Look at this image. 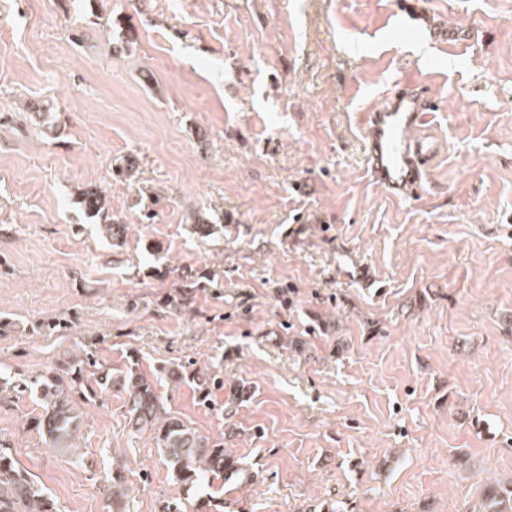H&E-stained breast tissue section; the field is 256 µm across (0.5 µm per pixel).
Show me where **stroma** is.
I'll return each mask as SVG.
<instances>
[{"label": "stroma", "mask_w": 512, "mask_h": 512, "mask_svg": "<svg viewBox=\"0 0 512 512\" xmlns=\"http://www.w3.org/2000/svg\"><path fill=\"white\" fill-rule=\"evenodd\" d=\"M407 77L437 103L414 200L361 156ZM80 344L184 365L168 411L245 467L223 512H470L512 476V0H0V372ZM40 411L1 393L0 445L58 512H104L117 466L128 512L195 497L119 389L68 450ZM81 198V204L86 212L98 221L99 231L104 239L115 241L125 235L127 225L112 222V212L107 199L97 186H86L81 193Z\"/></svg>", "instance_id": "1"}]
</instances>
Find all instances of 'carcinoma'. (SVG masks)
<instances>
[{
	"mask_svg": "<svg viewBox=\"0 0 512 512\" xmlns=\"http://www.w3.org/2000/svg\"><path fill=\"white\" fill-rule=\"evenodd\" d=\"M81 198L86 212L98 221L103 238L115 241L125 235L127 225L112 222L107 199L97 186H86ZM34 385L42 402L38 426L53 448L72 447L80 432L82 411L78 408L77 390L96 394L117 387L125 392L129 424L138 431L155 429L158 447L175 479L207 489L206 495L197 496L193 512H211L214 489L241 470L237 458L224 448V440L210 439L175 416L161 415L157 380L134 363L114 375L110 369H96V362L86 351L84 357L66 361L61 372L49 371L36 377ZM124 482L122 471H117L111 480L110 512H124ZM0 512H56L53 500L19 465L12 448L0 447ZM476 512H512V480L486 485Z\"/></svg>",
	"mask_w": 512,
	"mask_h": 512,
	"instance_id": "cac0c4a2",
	"label": "carcinoma"
}]
</instances>
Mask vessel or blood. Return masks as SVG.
<instances>
[{
  "label": "vessel or blood",
  "instance_id": "obj_1",
  "mask_svg": "<svg viewBox=\"0 0 512 512\" xmlns=\"http://www.w3.org/2000/svg\"><path fill=\"white\" fill-rule=\"evenodd\" d=\"M435 102L424 84L409 78L398 81L383 102L364 115L365 167L371 181L389 195L402 198L418 193L436 154L430 138L410 140V130L422 126Z\"/></svg>",
  "mask_w": 512,
  "mask_h": 512
}]
</instances>
